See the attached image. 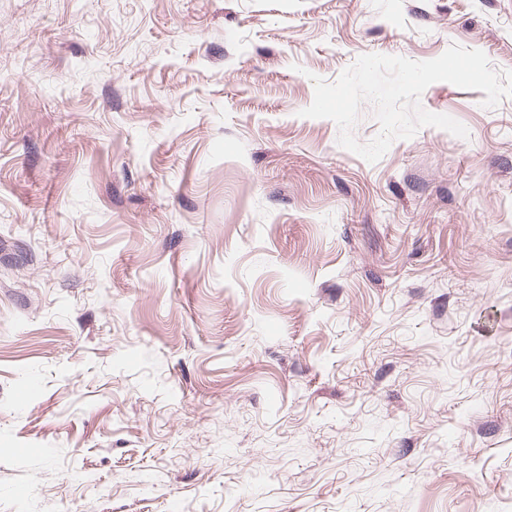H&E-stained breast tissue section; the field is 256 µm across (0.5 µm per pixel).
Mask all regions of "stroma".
<instances>
[{
  "label": "stroma",
  "instance_id": "35a3bbf8",
  "mask_svg": "<svg viewBox=\"0 0 512 512\" xmlns=\"http://www.w3.org/2000/svg\"><path fill=\"white\" fill-rule=\"evenodd\" d=\"M454 43L512 0H0V512H512V98L299 115Z\"/></svg>",
  "mask_w": 512,
  "mask_h": 512
}]
</instances>
